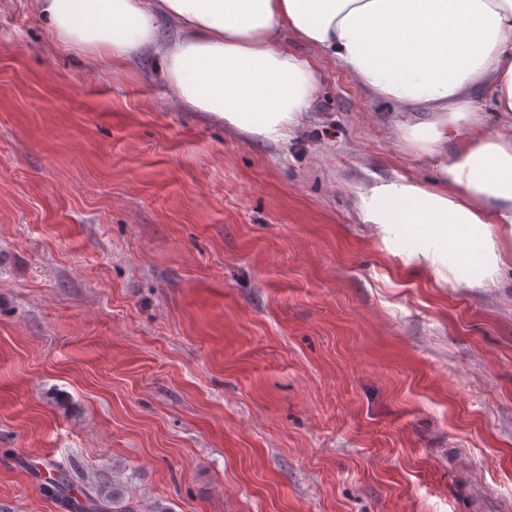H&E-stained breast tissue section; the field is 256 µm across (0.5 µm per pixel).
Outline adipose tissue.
Here are the masks:
<instances>
[{"mask_svg": "<svg viewBox=\"0 0 512 512\" xmlns=\"http://www.w3.org/2000/svg\"><path fill=\"white\" fill-rule=\"evenodd\" d=\"M42 10L66 44L113 60L159 54L178 105L271 141L287 138L317 89L312 65L281 49L288 36L401 111L436 113L401 128L433 155L453 142L440 182L373 187L366 217L415 225L469 287L496 276L490 227L512 232V126L486 133L475 95L490 87L495 110L512 114V0H42ZM160 16L176 27L173 40L159 39Z\"/></svg>", "mask_w": 512, "mask_h": 512, "instance_id": "obj_1", "label": "adipose tissue"}]
</instances>
